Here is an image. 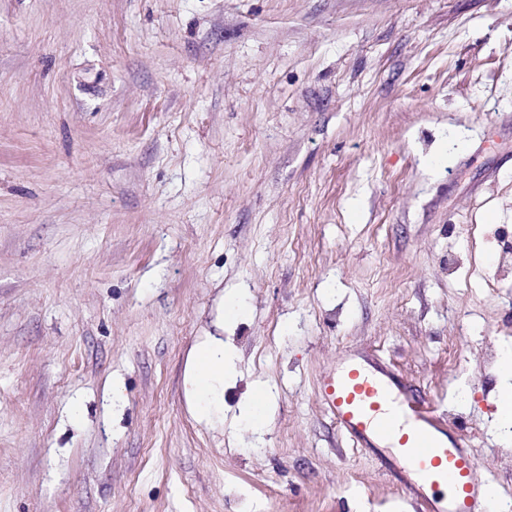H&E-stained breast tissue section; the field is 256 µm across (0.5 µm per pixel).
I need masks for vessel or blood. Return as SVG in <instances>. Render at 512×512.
I'll list each match as a JSON object with an SVG mask.
<instances>
[{"label":"vessel or blood","instance_id":"vessel-or-blood-1","mask_svg":"<svg viewBox=\"0 0 512 512\" xmlns=\"http://www.w3.org/2000/svg\"><path fill=\"white\" fill-rule=\"evenodd\" d=\"M321 392L344 432L392 449L396 464L414 474L410 491L427 512H478L488 498L487 488L474 479L470 451L381 369L346 357L324 377Z\"/></svg>","mask_w":512,"mask_h":512}]
</instances>
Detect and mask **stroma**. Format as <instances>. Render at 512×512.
<instances>
[{
    "label": "stroma",
    "instance_id": "35a3bbf8",
    "mask_svg": "<svg viewBox=\"0 0 512 512\" xmlns=\"http://www.w3.org/2000/svg\"><path fill=\"white\" fill-rule=\"evenodd\" d=\"M497 228L512 0H0V512H421L325 409L349 351L512 512ZM231 362V354L224 350V339L211 337L193 354L190 383L195 407L201 414H209L219 400L220 384ZM503 370L500 378V388L502 392V400L497 414V425L505 431L512 430V349L502 352L500 358Z\"/></svg>",
    "mask_w": 512,
    "mask_h": 512
}]
</instances>
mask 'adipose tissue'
I'll list each match as a JSON object with an SVG mask.
<instances>
[{
  "mask_svg": "<svg viewBox=\"0 0 512 512\" xmlns=\"http://www.w3.org/2000/svg\"><path fill=\"white\" fill-rule=\"evenodd\" d=\"M231 362L222 338L208 339L194 353L191 361L190 383L197 411L210 413L219 400L218 390Z\"/></svg>",
  "mask_w": 512,
  "mask_h": 512,
  "instance_id": "1",
  "label": "adipose tissue"
}]
</instances>
